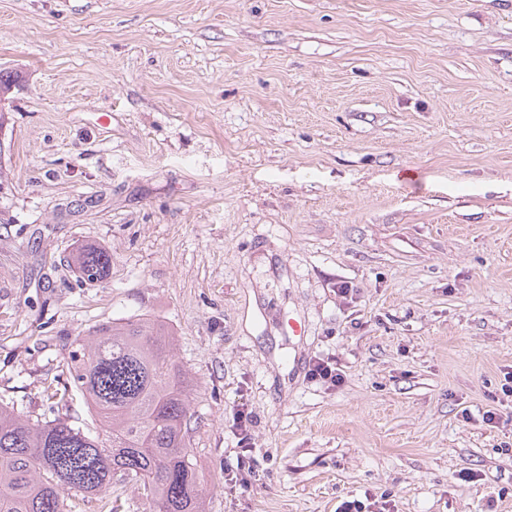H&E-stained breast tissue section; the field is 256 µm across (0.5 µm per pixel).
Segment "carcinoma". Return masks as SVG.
Returning <instances> with one entry per match:
<instances>
[{"label":"carcinoma","mask_w":512,"mask_h":512,"mask_svg":"<svg viewBox=\"0 0 512 512\" xmlns=\"http://www.w3.org/2000/svg\"><path fill=\"white\" fill-rule=\"evenodd\" d=\"M68 263L80 279L103 282L112 254L86 246ZM66 371L67 384L44 387L47 400H83L105 440L67 417L35 420L0 402V512H66L67 491L98 496L116 476L150 512H206L190 459L191 380L173 334L147 316L101 323L72 341Z\"/></svg>","instance_id":"1"}]
</instances>
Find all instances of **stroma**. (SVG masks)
<instances>
[{
    "mask_svg": "<svg viewBox=\"0 0 512 512\" xmlns=\"http://www.w3.org/2000/svg\"><path fill=\"white\" fill-rule=\"evenodd\" d=\"M0 73L1 402L54 418L74 337L146 315L208 512H512V10L0 0ZM68 263L80 279L88 282H103L109 276L112 255L105 248L86 246L73 252Z\"/></svg>",
    "mask_w": 512,
    "mask_h": 512,
    "instance_id": "1",
    "label": "stroma"
}]
</instances>
